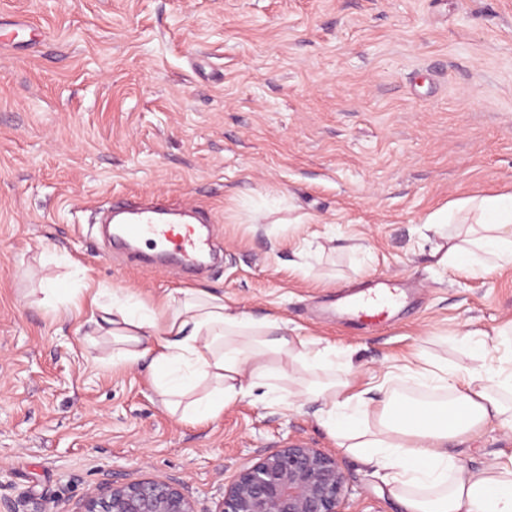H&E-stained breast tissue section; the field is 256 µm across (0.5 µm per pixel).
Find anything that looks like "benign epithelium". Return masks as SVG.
<instances>
[{
  "instance_id": "1",
  "label": "benign epithelium",
  "mask_w": 512,
  "mask_h": 512,
  "mask_svg": "<svg viewBox=\"0 0 512 512\" xmlns=\"http://www.w3.org/2000/svg\"><path fill=\"white\" fill-rule=\"evenodd\" d=\"M346 478L336 459L290 440L242 469L224 489L217 512H343ZM85 512H196L180 485L143 481L106 483Z\"/></svg>"
}]
</instances>
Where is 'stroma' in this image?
I'll use <instances>...</instances> for the list:
<instances>
[{
	"instance_id": "stroma-1",
	"label": "stroma",
	"mask_w": 512,
	"mask_h": 512,
	"mask_svg": "<svg viewBox=\"0 0 512 512\" xmlns=\"http://www.w3.org/2000/svg\"><path fill=\"white\" fill-rule=\"evenodd\" d=\"M512 192V0H0V512H82L104 482L180 483L215 512L242 468L301 439L335 457L344 512H401L310 407L246 397L184 422L148 362L112 363L86 315L51 318L30 268L151 303L223 294L352 358L355 388L423 351L479 366L451 333L512 323V269L440 264L425 220ZM208 208L223 263L192 276L113 251L110 196ZM308 258H299V245ZM419 293L357 328L337 295L378 276ZM464 466L512 454L485 425Z\"/></svg>"
}]
</instances>
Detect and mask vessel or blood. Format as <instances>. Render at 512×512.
<instances>
[{
    "label": "vessel or blood",
    "mask_w": 512,
    "mask_h": 512,
    "mask_svg": "<svg viewBox=\"0 0 512 512\" xmlns=\"http://www.w3.org/2000/svg\"><path fill=\"white\" fill-rule=\"evenodd\" d=\"M105 223L116 224L113 237L121 246L142 239L159 241L161 248L193 260L214 249L210 233L202 232L210 218L200 205L179 206L164 199L135 202L115 199L102 209ZM404 298L396 282L380 276L365 295L353 298L350 308L358 321L369 322L400 311Z\"/></svg>",
    "instance_id": "vessel-or-blood-1"
}]
</instances>
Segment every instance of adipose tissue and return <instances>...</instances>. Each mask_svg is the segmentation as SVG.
Here are the masks:
<instances>
[{
    "mask_svg": "<svg viewBox=\"0 0 512 512\" xmlns=\"http://www.w3.org/2000/svg\"><path fill=\"white\" fill-rule=\"evenodd\" d=\"M426 222L454 227L444 264L482 278L512 267V192L458 200ZM41 285L48 315L90 303V324L112 339L113 365L149 360L164 407L183 420L216 418L258 389L268 402L314 406L339 449L382 471L405 512H512V456L470 469L449 449L489 422L512 430V346L495 356L481 332H455L484 361L465 371L416 355L408 375L448 392L443 406L420 405L416 420L398 414L401 398L353 391L355 371L337 363L333 348H312L282 320L235 310L213 290H179L150 304L127 290ZM201 383L211 392L191 398Z\"/></svg>",
    "mask_w": 512,
    "mask_h": 512,
    "instance_id": "adipose-tissue-1",
    "label": "adipose tissue"
}]
</instances>
